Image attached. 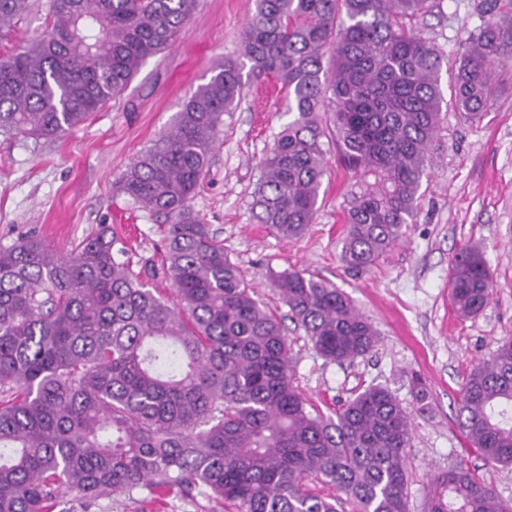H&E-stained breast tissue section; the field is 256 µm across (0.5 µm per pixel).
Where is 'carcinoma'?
Here are the masks:
<instances>
[{
    "label": "carcinoma",
    "mask_w": 512,
    "mask_h": 512,
    "mask_svg": "<svg viewBox=\"0 0 512 512\" xmlns=\"http://www.w3.org/2000/svg\"><path fill=\"white\" fill-rule=\"evenodd\" d=\"M436 2L255 0L241 55L117 182L163 230L173 299L141 281L104 224L67 253L34 236L0 246V512H73L70 495L91 503L143 487L235 512H408L412 411L381 384L330 415L314 407L295 385L281 321L193 198L224 115L248 82L272 75L292 119L261 162L258 223L288 240L306 233L330 138L354 177L341 261L375 267L416 222L443 108L479 120L495 68L512 62V10L486 0L444 97V57L411 24ZM197 6L47 0L43 35L0 58V133L38 142L81 125L175 44ZM30 9L0 0V37ZM272 288L326 361L352 362L378 343L336 286L289 270ZM448 288L462 318L489 304L479 245L453 258ZM456 417L485 462L512 465L511 338L472 365ZM425 502L426 512H512L463 465L435 472Z\"/></svg>",
    "instance_id": "obj_1"
}]
</instances>
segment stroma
Instances as JSON below:
<instances>
[{
  "label": "stroma",
  "instance_id": "35a3bbf8",
  "mask_svg": "<svg viewBox=\"0 0 512 512\" xmlns=\"http://www.w3.org/2000/svg\"><path fill=\"white\" fill-rule=\"evenodd\" d=\"M483 0H438L416 28L448 60H456L461 26L480 24ZM254 0H199L185 32L148 58L128 89L68 134L34 144L0 134V245L32 233L60 251L98 225H109L132 253L148 287L170 295L162 274L164 235L149 212L117 192L126 166L168 130L186 96L208 81L225 58L238 56ZM289 121L274 81L250 83L224 128L194 198L210 230L261 300L278 318L288 308L274 296L273 275L300 270L344 291L380 334L366 356L343 366L326 362L295 324H288L295 379L320 408L352 391L383 384L404 406L414 403L412 375L426 382V410L415 413L407 450L409 512H424L432 472L466 464L512 504V467L487 464L456 422L474 361L512 338V66L500 68L480 121L448 113L434 143L436 162L423 182L421 210L396 248L369 272L352 275L340 260L342 211L352 174L335 150L326 155L321 208L300 240L258 224L253 209L260 161ZM479 243L494 283L490 304L462 319L448 297L454 255ZM74 512H159L148 490L74 503Z\"/></svg>",
  "mask_w": 512,
  "mask_h": 512
}]
</instances>
